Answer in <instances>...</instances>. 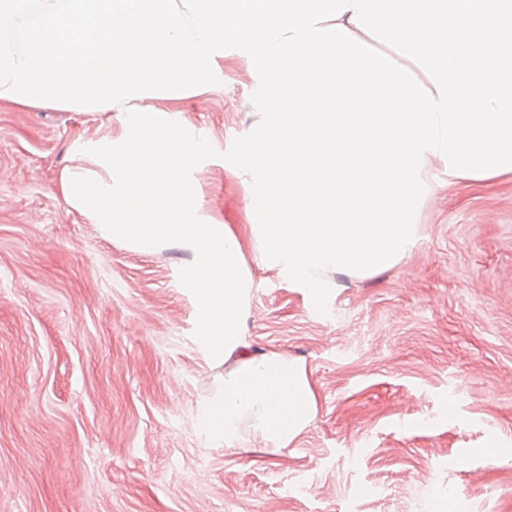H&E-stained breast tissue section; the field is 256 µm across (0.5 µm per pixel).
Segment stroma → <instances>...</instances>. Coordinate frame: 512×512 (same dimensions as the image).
<instances>
[{
    "instance_id": "1",
    "label": "stroma",
    "mask_w": 512,
    "mask_h": 512,
    "mask_svg": "<svg viewBox=\"0 0 512 512\" xmlns=\"http://www.w3.org/2000/svg\"><path fill=\"white\" fill-rule=\"evenodd\" d=\"M178 112L217 150L199 214L254 258L247 174L221 152L260 122L248 57ZM112 112L0 109V512H512V181L436 186L419 240L376 276H336L327 313L254 266L242 350L304 367L316 411L288 447L243 425L199 427L224 364L195 338L180 270L134 253L58 189L77 145L120 134Z\"/></svg>"
}]
</instances>
